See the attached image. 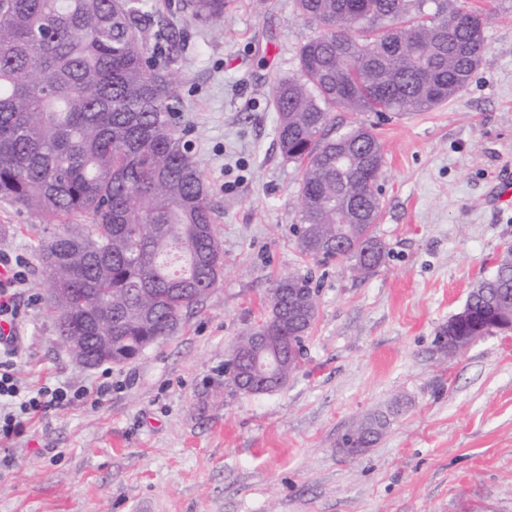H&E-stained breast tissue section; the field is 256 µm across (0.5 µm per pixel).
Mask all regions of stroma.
<instances>
[{"instance_id":"35a3bbf8","label":"stroma","mask_w":512,"mask_h":512,"mask_svg":"<svg viewBox=\"0 0 512 512\" xmlns=\"http://www.w3.org/2000/svg\"><path fill=\"white\" fill-rule=\"evenodd\" d=\"M184 0H148L176 122L211 192L224 249L216 289L137 360L86 368L60 345L41 297L40 240L0 201V253L21 258L17 378L69 382L88 399L0 442V512H512V336L444 355L436 333L512 245V0H494L487 48L466 91L430 111L334 110L332 134L376 124L384 162L375 226L389 251L361 279L315 269L318 310L300 369L271 394L224 390L241 334L267 317L275 280L310 262L297 245L300 174L280 152L274 82L297 74L317 32L293 0H235L203 28ZM112 390L93 400L102 382ZM400 403L363 455L336 446L353 419Z\"/></svg>"}]
</instances>
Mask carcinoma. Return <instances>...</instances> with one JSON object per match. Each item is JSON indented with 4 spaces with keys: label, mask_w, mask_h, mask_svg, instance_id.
Listing matches in <instances>:
<instances>
[{
    "label": "carcinoma",
    "mask_w": 512,
    "mask_h": 512,
    "mask_svg": "<svg viewBox=\"0 0 512 512\" xmlns=\"http://www.w3.org/2000/svg\"><path fill=\"white\" fill-rule=\"evenodd\" d=\"M231 0H189L203 25L224 21ZM319 29L298 51L301 78L271 90L282 155L302 171L295 233L319 265L347 264L359 278L383 263L373 194L384 156L376 125L334 138L332 111L412 114L460 95L486 50L490 12L463 0H294ZM146 0H0V200L35 215L48 233L42 284L73 304L58 336H89L82 319L106 302L112 363L136 358L152 336H169L183 312L224 275L199 162L174 123L176 94L156 72ZM92 223L75 230L69 219ZM312 273L292 272L271 289L267 341L281 351L307 335ZM475 313L512 312V247L476 281ZM224 383L249 395L242 372ZM400 406L354 420L345 435L374 445Z\"/></svg>",
    "instance_id": "obj_1"
}]
</instances>
